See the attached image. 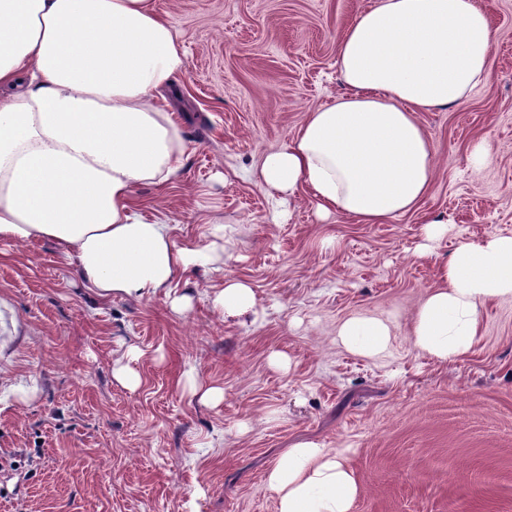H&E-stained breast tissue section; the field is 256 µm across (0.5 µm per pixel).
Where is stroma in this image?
I'll list each match as a JSON object with an SVG mask.
<instances>
[{"label":"stroma","mask_w":512,"mask_h":512,"mask_svg":"<svg viewBox=\"0 0 512 512\" xmlns=\"http://www.w3.org/2000/svg\"><path fill=\"white\" fill-rule=\"evenodd\" d=\"M373 2L156 0L185 55L158 104L186 150L176 178L134 195L178 246L215 242L217 259L104 299L52 240L0 242V512H276L267 474L301 442L349 449L352 512H512V300L481 309L459 359L409 340L455 246L512 235V0H476L494 33L486 84L417 115L434 171L414 210L325 218L254 176L343 93L338 42ZM431 219L450 227L432 244ZM229 280L254 312L214 309ZM355 315L391 320L386 356L336 345ZM126 364L136 389L114 376ZM210 388L214 407L197 396Z\"/></svg>","instance_id":"stroma-1"}]
</instances>
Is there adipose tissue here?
<instances>
[{
	"mask_svg": "<svg viewBox=\"0 0 512 512\" xmlns=\"http://www.w3.org/2000/svg\"><path fill=\"white\" fill-rule=\"evenodd\" d=\"M492 43L475 0H377L339 41L344 93L264 156L259 183L361 224L411 211L433 173L415 115L486 83ZM183 69L155 0H0V241L53 240L102 298L156 292L197 265L202 250L177 246L133 198L138 183L168 181L182 165L185 144L156 94ZM439 280L411 340L447 362L473 348L486 302L512 298V236L460 243ZM337 339L380 358L391 328L356 315ZM267 483L277 512H351L360 493L344 449L310 443L287 449Z\"/></svg>",
	"mask_w": 512,
	"mask_h": 512,
	"instance_id": "1",
	"label": "adipose tissue"
}]
</instances>
